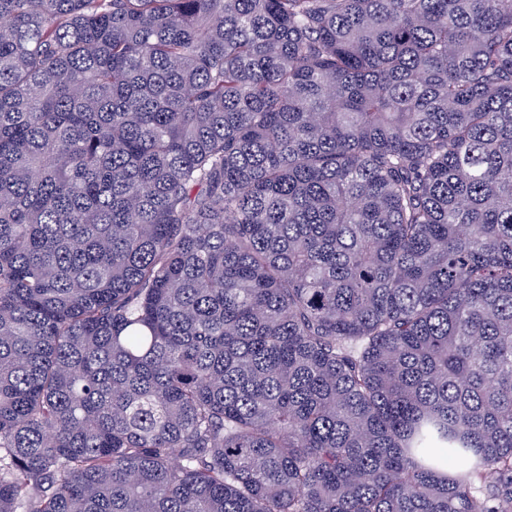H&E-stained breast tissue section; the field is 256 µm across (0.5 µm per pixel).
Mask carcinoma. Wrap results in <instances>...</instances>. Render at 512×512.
Wrapping results in <instances>:
<instances>
[{
	"label": "carcinoma",
	"instance_id": "carcinoma-1",
	"mask_svg": "<svg viewBox=\"0 0 512 512\" xmlns=\"http://www.w3.org/2000/svg\"><path fill=\"white\" fill-rule=\"evenodd\" d=\"M0 512H512V0H0Z\"/></svg>",
	"mask_w": 512,
	"mask_h": 512
}]
</instances>
